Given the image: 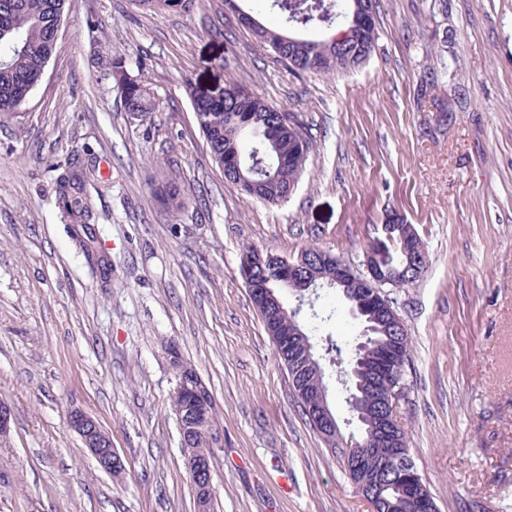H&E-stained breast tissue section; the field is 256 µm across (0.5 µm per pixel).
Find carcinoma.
I'll use <instances>...</instances> for the list:
<instances>
[{
    "mask_svg": "<svg viewBox=\"0 0 512 512\" xmlns=\"http://www.w3.org/2000/svg\"><path fill=\"white\" fill-rule=\"evenodd\" d=\"M68 0H0V112L19 108L41 82L46 66L57 46V31L64 21ZM139 6L154 13L185 11L193 0H136ZM285 23L305 27L314 20L330 24L336 16L348 20L363 0H341L342 11L335 13V0H275ZM260 42L296 72L338 73L361 66L373 53L378 36L376 25L346 33L341 38L328 36L310 40L280 28L262 23L252 28ZM195 121L204 135L212 160L224 166V155L232 153L239 166H225L224 178L238 183L244 175L258 183L261 195L257 199L277 205L294 191L312 151L311 137L296 114L273 105L254 93L245 81L229 77L224 85L202 93L191 94ZM124 110L143 120L152 117L155 103L147 89L138 83L121 82ZM99 179L84 169L68 166L55 178L54 193L60 218L64 224L85 228L96 222L91 190L98 189ZM162 205L170 212L185 206L180 187L167 181L155 189ZM79 245L89 264L95 269H107L106 261L93 249L94 240L87 233L77 235ZM384 258L392 273L402 276L408 285L416 280L396 249L395 243H383ZM258 282L282 297L284 282L278 271L258 267L254 271ZM380 318L371 320L366 346L358 355L360 361L349 363V378L364 388L369 381L366 370L368 355L381 351L387 359V373L376 384V398L394 392L402 397L401 384L409 362L411 343L404 324L386 309ZM262 322L290 330L286 305L270 307ZM277 357L286 365L300 354V345L293 339H283L275 345ZM371 466L386 463L392 470L386 474L381 501L388 505L403 502L411 493L399 459H409L403 430L391 428L386 440L373 438L367 448Z\"/></svg>",
    "mask_w": 512,
    "mask_h": 512,
    "instance_id": "1",
    "label": "carcinoma"
}]
</instances>
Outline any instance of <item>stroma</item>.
Returning <instances> with one entry per match:
<instances>
[{
	"label": "stroma",
	"instance_id": "stroma-1",
	"mask_svg": "<svg viewBox=\"0 0 512 512\" xmlns=\"http://www.w3.org/2000/svg\"><path fill=\"white\" fill-rule=\"evenodd\" d=\"M237 4L71 0L43 82L0 116V512H195L170 341L215 402V512H370L302 416L238 266L247 246H313L360 272L393 219L428 251L391 291L412 341L409 455L438 512H512V0H376L372 56L335 75L293 73L242 25V11L277 24L273 0ZM232 75L313 139L287 202L226 182L206 149L190 93ZM123 77L149 89L152 119L125 112ZM72 163L105 173V279L60 220L54 181ZM168 176L176 214L152 193ZM299 318L320 354L359 333L328 288ZM74 410L110 434L121 476L70 429Z\"/></svg>",
	"mask_w": 512,
	"mask_h": 512
}]
</instances>
